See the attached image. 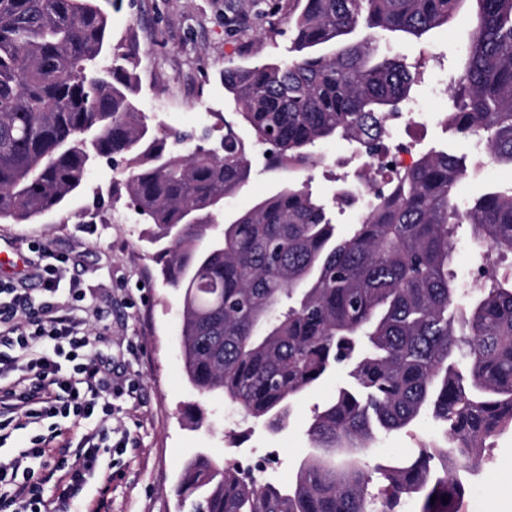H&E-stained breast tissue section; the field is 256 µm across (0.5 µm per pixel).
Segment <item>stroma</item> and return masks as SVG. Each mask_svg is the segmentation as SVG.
<instances>
[{
  "instance_id": "stroma-1",
  "label": "stroma",
  "mask_w": 512,
  "mask_h": 512,
  "mask_svg": "<svg viewBox=\"0 0 512 512\" xmlns=\"http://www.w3.org/2000/svg\"><path fill=\"white\" fill-rule=\"evenodd\" d=\"M266 2L272 8L268 14L258 12L255 0H100L110 16L111 45L137 39L140 105L153 124L192 135L223 129L234 112L224 94V70L287 53L294 0ZM472 20L471 10L463 9L423 44L380 37L384 53L441 62L419 81L415 94L422 111L435 113V120L424 130L394 127L395 141H415L419 152L472 153L471 142L443 120L447 97L433 92L459 70ZM316 151L324 161L307 173L311 188L327 204L339 233H348L357 213L337 205L334 193L342 180L353 179L358 159L352 146L335 140L318 144ZM119 177L118 169L101 164L63 206L23 224L0 223V252L6 255L33 263L37 247L46 245L69 257V273L86 293V318L107 328L104 355L115 374L139 383L134 397L113 401L111 424L128 427L133 446L112 458V512H177L174 488L185 462L200 452L221 461L272 456L265 479L288 485L312 451L308 427L314 410L346 381L345 371L324 378L277 432L251 425L223 397L200 398L183 372L178 292L161 279L162 262L145 241L147 225L130 223L126 197L113 195ZM282 178L268 169L263 147H255L250 180L225 200V214L270 196ZM441 434L439 424L426 416L410 430L379 433L375 455L381 461L399 456L418 440ZM510 475L512 432L507 431L466 473L463 512H512V491L490 492L493 482Z\"/></svg>"
}]
</instances>
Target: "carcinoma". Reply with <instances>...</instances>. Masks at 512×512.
<instances>
[{"mask_svg": "<svg viewBox=\"0 0 512 512\" xmlns=\"http://www.w3.org/2000/svg\"><path fill=\"white\" fill-rule=\"evenodd\" d=\"M288 55L224 71V91L279 189L221 225L251 173L252 146L229 122L179 149L140 107L138 46L110 48L98 0H0V221L60 207L102 162L121 164L147 242L181 290L182 358L192 388L281 430L329 372L348 380L314 411L313 453L278 486L237 462L196 454L175 493L187 512H459L461 474L512 431V276L481 268L458 288L455 228L512 254V185L463 200L466 158L432 150L369 189L348 236L336 234L303 173L313 148L385 146L391 112L418 72L380 56L378 35L421 39L464 0H295ZM476 24L448 84L447 122L512 168V0H473ZM429 414L444 428L370 466L376 432ZM448 502H443L444 498Z\"/></svg>", "mask_w": 512, "mask_h": 512, "instance_id": "obj_1", "label": "carcinoma"}]
</instances>
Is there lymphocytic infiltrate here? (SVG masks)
<instances>
[{"label": "lymphocytic infiltrate", "instance_id": "f902f5d3", "mask_svg": "<svg viewBox=\"0 0 512 512\" xmlns=\"http://www.w3.org/2000/svg\"><path fill=\"white\" fill-rule=\"evenodd\" d=\"M67 264L58 256L37 266L36 302L24 280H0V447L15 431L31 432L27 447L0 455V512H70L98 473L92 512H112L104 456L131 442L128 431L108 426L118 388L102 353L108 338L75 315L82 290L67 283ZM90 419L93 430L73 432ZM53 481L60 493L52 503L43 492Z\"/></svg>", "mask_w": 512, "mask_h": 512}]
</instances>
